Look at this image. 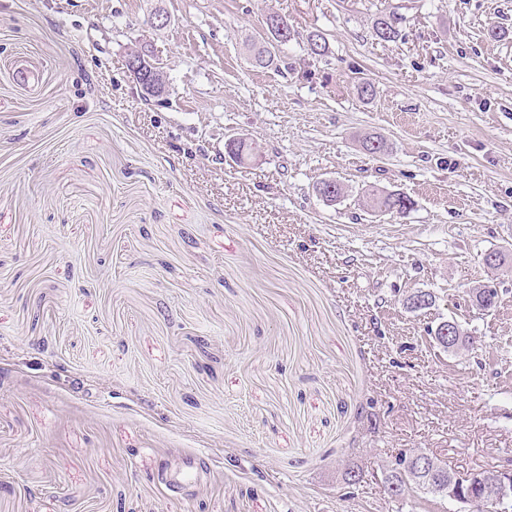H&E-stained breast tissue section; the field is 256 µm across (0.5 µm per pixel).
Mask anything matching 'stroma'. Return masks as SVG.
I'll return each mask as SVG.
<instances>
[{
    "label": "stroma",
    "mask_w": 512,
    "mask_h": 512,
    "mask_svg": "<svg viewBox=\"0 0 512 512\" xmlns=\"http://www.w3.org/2000/svg\"><path fill=\"white\" fill-rule=\"evenodd\" d=\"M270 10L299 37L261 69ZM371 189L413 207L370 216ZM448 318L472 354L429 335ZM419 450L512 459V0H0V512H468L388 497ZM190 456L201 482L159 476ZM137 52L138 56H147L145 47L132 50ZM131 57L126 61V67L132 72L136 83L141 90V96L147 98H158L166 92L169 84V78L161 63L151 61L146 57V62L142 57Z\"/></svg>",
    "instance_id": "35a3bbf8"
}]
</instances>
